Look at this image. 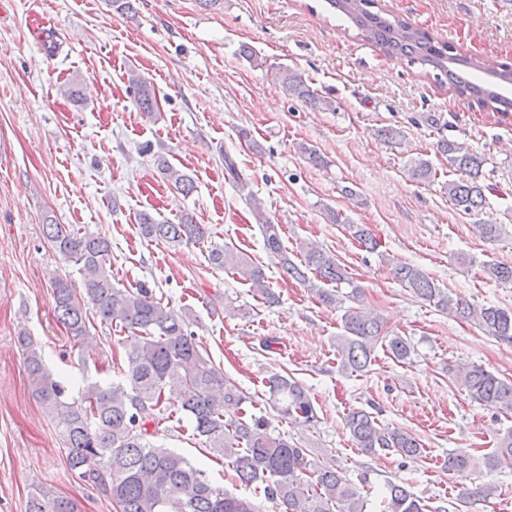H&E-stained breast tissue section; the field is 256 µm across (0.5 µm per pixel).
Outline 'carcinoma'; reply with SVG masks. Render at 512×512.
<instances>
[{
  "label": "carcinoma",
  "mask_w": 512,
  "mask_h": 512,
  "mask_svg": "<svg viewBox=\"0 0 512 512\" xmlns=\"http://www.w3.org/2000/svg\"><path fill=\"white\" fill-rule=\"evenodd\" d=\"M358 29L364 40L388 55L405 57L410 64L434 71V78L445 77L463 96L501 116L512 113V98L494 90V86L512 84V66L504 65L491 74L487 85L466 78L480 68L473 55L461 52L447 42L435 41L426 31L404 20H393L375 10L376 0H328ZM139 108L154 111L155 93L140 75L129 73ZM278 80L285 92L314 110L333 111L332 100L315 93L298 71L283 66ZM448 164L464 178L446 183L448 199L457 210L470 213L485 203L489 186L482 180L484 160L478 153L450 140L438 143ZM159 171L174 188L188 195L195 185L186 174L175 169L166 157L156 154ZM410 177L416 182L434 178L432 165L424 159L411 162ZM252 211L269 254L279 259L282 276L308 285L328 306L343 311V332L336 337L340 367L347 372H366L376 359L377 348L398 361L410 358V342L387 331L384 319L364 308L360 288L354 284L348 268L333 254L312 242L299 245L300 261L288 256L281 227L264 213L261 202L253 199ZM141 236L151 242L180 246L199 242L208 229L184 214L176 224L161 221L148 211L138 215ZM43 233L52 246L78 266L82 288L75 289L66 276L51 283L57 320L79 344L91 338L90 316L106 324H115L124 336L117 339L124 349L123 363L117 366L124 382L87 385L80 396L68 399L65 386L48 372L42 355L27 337L25 362L32 394L49 413L65 412L60 433L71 471L89 481L112 498L121 512H262V504L251 497L231 494L213 485L204 471L183 455L150 440L148 425L155 423L166 388L178 382L181 410L193 422V434L216 456L224 458L231 479L242 486L262 484L265 500L278 503L285 512H366L360 487L368 483V472L353 481L336 465H314L311 449L304 442L275 436L268 429V410L302 426L318 421L315 406L304 387L291 376L274 374L265 381L266 397L247 395L196 340L190 323L156 297L146 283L119 288L112 282L108 266L112 255L110 240L69 224H57L47 215ZM350 230L365 248L373 250L377 242L363 224ZM212 264L241 275L268 302L275 295L267 288L264 269L247 254L229 246L210 251ZM485 274L495 283L512 287V265H483ZM394 279L417 298L437 310L452 315L500 341L512 343V310L453 298L423 269L404 262L391 263ZM348 291H342V286ZM448 376L461 386L471 400L512 416V380L501 378L480 365L448 368ZM345 427L360 451L371 456L397 454L409 459L423 456L421 441L413 434L382 423L363 408L349 411ZM448 472L461 478L457 501L469 506L494 492V487L467 484L468 475L478 466L489 472L512 468V430L497 437L495 448L477 458L468 451H452L443 461ZM386 512H447L414 496L404 485L385 481ZM26 512H78L74 503L47 490L32 494Z\"/></svg>",
  "instance_id": "carcinoma-1"
}]
</instances>
